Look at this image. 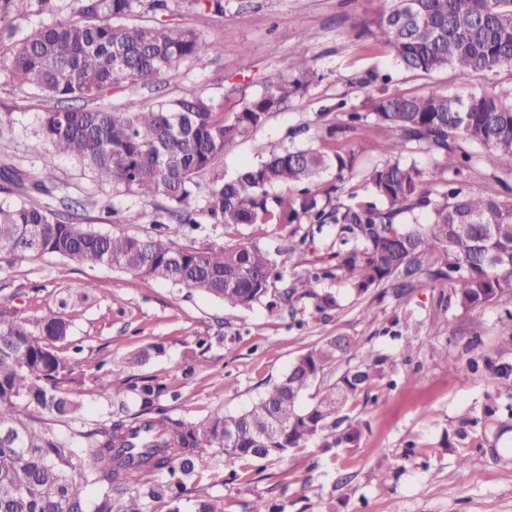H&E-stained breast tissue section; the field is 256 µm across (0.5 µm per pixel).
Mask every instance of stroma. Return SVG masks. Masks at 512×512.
<instances>
[{"instance_id":"stroma-1","label":"stroma","mask_w":512,"mask_h":512,"mask_svg":"<svg viewBox=\"0 0 512 512\" xmlns=\"http://www.w3.org/2000/svg\"><path fill=\"white\" fill-rule=\"evenodd\" d=\"M223 5L220 13L205 0H168L162 13L137 8L132 22L188 27L222 50L202 62L184 60L149 85L110 87L99 103L118 108L134 100L148 110L203 95L230 118L270 80L288 74L293 53L306 48L315 78L303 96L216 162V170L228 178L259 163L272 142L339 150L353 157L354 168L342 179L326 173L320 190L338 186L356 200L369 201L373 195L365 173L381 160L374 148L373 97L512 86V66L484 77L397 66L386 46L360 33L362 22L376 17L386 0H223ZM370 69L388 74L389 82L359 87L356 77ZM51 105L0 69V112L11 115L0 125V164L40 173L48 147L35 133L37 117ZM352 112L366 116L354 130L347 127ZM54 175L62 197L95 231L151 230L156 201L113 190L67 158L56 160ZM109 206L123 223L107 216ZM166 228L174 241L197 247L252 241L273 250L288 244L287 229L277 224L226 229L204 219L190 239L177 221ZM298 230L308 236L299 270L329 264L333 226L320 231L304 220ZM316 290L333 295L337 307L301 324L285 304L275 310L263 303L229 310L193 289L135 281L106 265L50 255L0 262V304L23 315L59 316L71 328L69 343L59 346L61 355L70 354L73 342L83 348L67 384L82 408L77 419L53 422L60 436L77 439L110 419L111 401L96 388L100 362L111 364L114 385L151 378L163 386L159 404L170 416L201 421L218 410L246 409L296 357L343 336L356 352L399 356L387 399L374 387L346 407L364 423L358 446L334 454L310 446L282 458L234 463L220 458L196 477L200 494L223 497L224 512H267L274 504L283 512H512V392L495 373L497 367H512V344L500 329L501 319L512 313V289L476 310L456 306L449 284L422 277L400 298L389 285L359 296L343 279L319 281ZM155 342L163 343V353L140 367H125L128 354ZM477 355L490 364L474 372L468 360ZM462 458L467 467H459Z\"/></svg>"}]
</instances>
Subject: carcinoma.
<instances>
[{"label":"carcinoma","mask_w":512,"mask_h":512,"mask_svg":"<svg viewBox=\"0 0 512 512\" xmlns=\"http://www.w3.org/2000/svg\"><path fill=\"white\" fill-rule=\"evenodd\" d=\"M145 4L0 0V15L23 9L55 17L23 37L0 27V42L10 41L0 67L17 84L55 101L39 117L37 129L52 155L78 161L117 190L164 200L153 232L102 234L41 203V196L56 189L51 162L44 163L39 178L1 166L0 191L17 199L0 202V255H52L107 265L134 278L194 289L229 309H246L283 280L306 238L273 252L248 241L186 247L165 236L163 220L196 225L204 214L226 228L269 221L288 227L304 217L319 229L336 227V264L293 274L283 292L293 312L306 297L315 299L313 316L336 307L335 297L314 291L313 283L321 279L343 277L359 293L392 283L402 297L412 287L410 279L424 271L432 281L448 282L456 305L465 310L483 307L512 288V199L496 190L474 195L450 188L444 201L435 202L431 183L438 176L401 159L414 145L448 161L456 175L481 159L512 177V89L377 97V149L385 159L366 172L376 204L329 199L319 205L313 187L332 169L339 175L352 170V158L272 143L260 163L228 179L214 174L200 209L197 178L302 95L316 70L306 51L297 52L290 65L293 76L270 81L232 119L201 95L147 111L133 102L121 108L88 106L108 87L152 83L185 59L201 61L220 50L189 28L125 23ZM146 5L164 11L167 0ZM73 7L82 20L64 18ZM362 32L387 45L394 62L408 71L450 69L476 77L512 65V0H391ZM462 140L486 152L476 158L463 150ZM275 185L296 194L272 198L268 188ZM427 208L432 209L429 223L402 222ZM68 336L69 325L61 318L22 317L0 305V512H148L157 500L168 502V512H185L188 485L218 454L233 462L283 457L311 442L325 452L358 445L361 422L346 415L345 407L398 363L394 353L368 351L325 384L326 370L353 350L348 340L328 339L298 356L247 410L217 411L198 423L155 407L160 387L150 380L131 385L142 410L127 416L124 393L112 389L108 371L98 388L112 392L115 418L80 433L82 446L76 450L27 414L35 408L52 419H67L79 411L80 403L62 389L73 364L56 350ZM162 351V344L150 345L130 354L125 364L140 366ZM313 388L312 401L303 403ZM89 486L97 487L92 499ZM190 512H224V500L200 497Z\"/></svg>","instance_id":"carcinoma-1"}]
</instances>
